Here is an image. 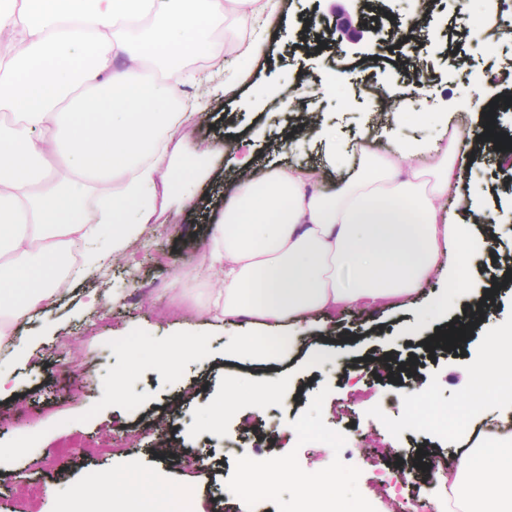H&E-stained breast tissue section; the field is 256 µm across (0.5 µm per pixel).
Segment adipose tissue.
<instances>
[{
  "instance_id": "obj_1",
  "label": "adipose tissue",
  "mask_w": 512,
  "mask_h": 512,
  "mask_svg": "<svg viewBox=\"0 0 512 512\" xmlns=\"http://www.w3.org/2000/svg\"><path fill=\"white\" fill-rule=\"evenodd\" d=\"M282 0H0V107L20 118L0 124V337L35 310L50 307L68 276V250L84 242V268L128 256L158 208L175 190L207 177L190 157L216 153L201 144L182 151L191 114L165 109L185 81L178 58L224 55L239 66L219 88L231 97L265 50L266 25ZM233 22L212 43L210 24ZM154 67H147L146 56ZM165 80H158L156 70ZM470 156L440 132L384 147L364 141L334 192L321 174L298 164L239 175L234 193L205 240L211 283L192 311L255 329L297 333L313 314L384 302L405 305L439 271L462 291L463 257L477 243L449 199L462 192ZM97 198L86 211L87 195ZM467 380L482 391L512 381V330L488 341ZM261 491L285 484L336 495V483L309 481L285 461L253 472ZM448 480L460 512H512V433L477 439ZM112 512H200L187 485L157 487L116 480Z\"/></svg>"
}]
</instances>
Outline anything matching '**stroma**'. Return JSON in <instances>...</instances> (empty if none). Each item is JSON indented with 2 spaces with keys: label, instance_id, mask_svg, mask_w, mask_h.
Returning <instances> with one entry per match:
<instances>
[{
  "label": "stroma",
  "instance_id": "35a3bbf8",
  "mask_svg": "<svg viewBox=\"0 0 512 512\" xmlns=\"http://www.w3.org/2000/svg\"><path fill=\"white\" fill-rule=\"evenodd\" d=\"M360 7V0H284L252 80L282 94L301 85L306 114L259 105L246 87L232 99L216 94L191 58L181 66L195 81L177 86L169 100L187 112L197 98L211 97V112L191 124L193 139L220 140L229 155L263 173L297 162L324 167L319 131H335L336 150L344 153L367 133L384 144L399 133L434 137L438 114L447 111L458 138L474 148L472 205L459 213L470 234L487 242L467 262V294L446 315L426 321L412 309L382 305L354 308L329 322L314 316L289 354L277 353L280 333H267L271 352L261 363L225 350L227 338L251 340L256 329L242 321L211 327L188 319L185 311L207 293L199 242L232 194L224 158H212L211 178L179 198L138 242L133 258L112 263L104 275L87 271L83 280L68 284L48 317L18 325L15 343L35 342L30 358L18 359L13 348L0 350L16 380L13 396L0 402V443L24 442L20 453L0 460V512H109L106 488L86 500L71 498L74 488L107 476H145L159 486L191 483L203 512L219 504L239 512L246 496L253 512H279L285 504L291 512H343L352 500L364 501L367 512H386L363 465L366 453L397 452L381 472L406 503L400 459L428 448L447 453L449 465H456L464 452L457 426L478 430L498 416L492 406L467 404L463 373L472 359L486 355L488 336L512 327V154L497 148L512 138V109L486 114L476 101L477 87L489 82L512 98V36L487 42L469 23L474 8L467 0H440L427 37L418 39L414 51L386 37L395 18L407 17L408 0H386L383 12L365 14L373 32L356 45L335 44L323 37L321 26L301 24L305 16L352 14ZM368 53L404 58L408 72L428 74L429 102L402 113L397 125L383 124L356 84L398 80L385 63L356 71L355 84L342 97H326L321 83L332 62H357ZM465 316L471 324L462 344L426 350L435 333ZM146 339L161 355L172 340H183L175 368L134 365L131 356ZM376 359L404 365L405 377L376 380L370 370ZM273 377L288 383L263 412H255L254 390ZM231 385L239 392L235 407L223 421H210L207 407ZM413 391L431 404L419 425L408 422L407 395ZM250 414L254 430L239 431L240 418ZM157 420L165 423L163 434L142 435L130 447L98 455L84 446ZM196 456L205 467L190 466ZM280 458L307 478L338 480L335 499L292 485L273 499L243 489L246 466Z\"/></svg>",
  "mask_w": 512,
  "mask_h": 512
}]
</instances>
